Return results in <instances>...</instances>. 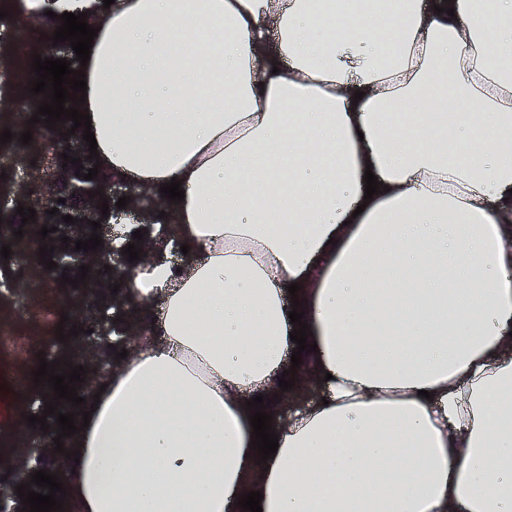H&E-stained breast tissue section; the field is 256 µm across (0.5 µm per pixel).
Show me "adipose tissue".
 Masks as SVG:
<instances>
[{"mask_svg": "<svg viewBox=\"0 0 512 512\" xmlns=\"http://www.w3.org/2000/svg\"><path fill=\"white\" fill-rule=\"evenodd\" d=\"M449 6L19 0L97 30L108 181L185 194L121 281L156 318L66 441L69 512H512V0ZM289 369L318 398L261 466L245 404Z\"/></svg>", "mask_w": 512, "mask_h": 512, "instance_id": "ef3b65f1", "label": "adipose tissue"}]
</instances>
